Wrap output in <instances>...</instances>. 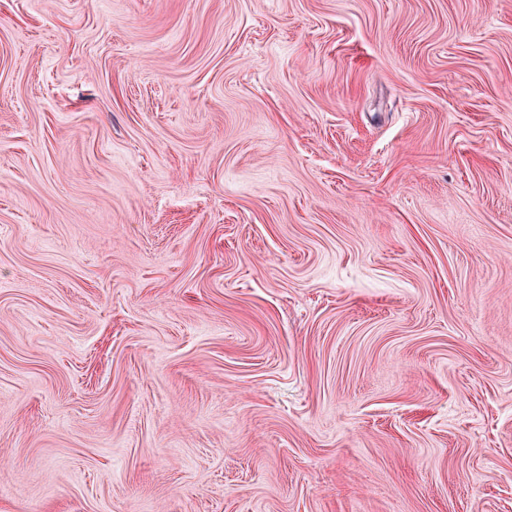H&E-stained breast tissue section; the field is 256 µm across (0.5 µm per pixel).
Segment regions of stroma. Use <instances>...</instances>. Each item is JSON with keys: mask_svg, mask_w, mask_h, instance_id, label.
<instances>
[{"mask_svg": "<svg viewBox=\"0 0 512 512\" xmlns=\"http://www.w3.org/2000/svg\"><path fill=\"white\" fill-rule=\"evenodd\" d=\"M0 512H512V0H0Z\"/></svg>", "mask_w": 512, "mask_h": 512, "instance_id": "1", "label": "stroma"}]
</instances>
